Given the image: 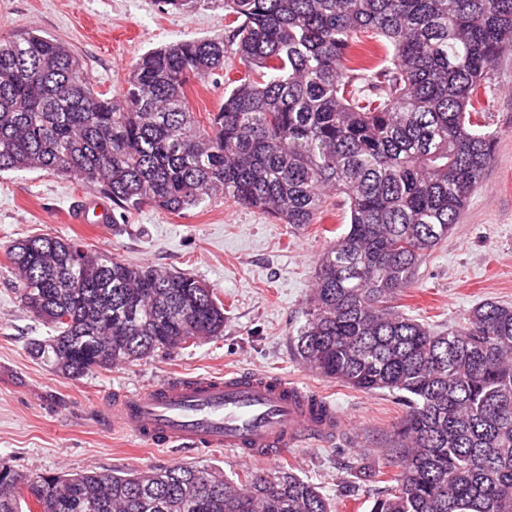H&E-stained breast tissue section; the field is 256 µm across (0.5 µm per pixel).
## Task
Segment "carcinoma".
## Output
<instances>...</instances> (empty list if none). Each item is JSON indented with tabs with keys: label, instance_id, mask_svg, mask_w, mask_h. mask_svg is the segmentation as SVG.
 Instances as JSON below:
<instances>
[{
	"label": "carcinoma",
	"instance_id": "cac0c4a2",
	"mask_svg": "<svg viewBox=\"0 0 512 512\" xmlns=\"http://www.w3.org/2000/svg\"><path fill=\"white\" fill-rule=\"evenodd\" d=\"M229 39L151 49L108 97L64 44L0 38V173L96 186L112 210L182 213L224 199L301 228L336 192L346 232L321 255L301 363L365 392H399L395 485L370 512H512V303L437 331L392 305L448 238L495 159L472 121L512 53V0H223ZM380 38L384 57L354 52ZM234 51L245 75L202 125L186 95ZM21 305L53 335L30 343L79 380L224 333V303L188 272L30 237L7 252ZM0 512H331L282 469L231 479L175 463L134 474L0 468Z\"/></svg>",
	"mask_w": 512,
	"mask_h": 512
}]
</instances>
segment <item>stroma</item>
Here are the masks:
<instances>
[{
	"label": "stroma",
	"mask_w": 512,
	"mask_h": 512,
	"mask_svg": "<svg viewBox=\"0 0 512 512\" xmlns=\"http://www.w3.org/2000/svg\"><path fill=\"white\" fill-rule=\"evenodd\" d=\"M30 29L66 44L96 90L110 92L120 89L131 62L150 49L228 34L218 0L187 13L162 12L157 0H0V36ZM224 70L187 87L198 119L223 103L225 78L244 74L233 56L226 57ZM491 74L494 89L482 97L477 120L498 134L496 161L448 239L421 265L416 286L398 299L407 315L438 330L463 321L483 301L512 302V53ZM93 193L81 181L42 171L0 174V467L135 473L197 463L223 468L232 478L243 475L247 464L222 450L151 448L128 428L101 425L92 409L115 392L173 374L258 370L326 394L357 422L350 437L296 449L273 460V467L317 484L332 512H369L398 472L383 449L405 407L395 394L364 393L308 370L291 342L316 263L346 229L341 197L331 195V213L301 229L220 196L180 214L144 206L116 224L71 223L75 206ZM36 235L75 238L88 250L129 263L194 274L224 304L223 335L199 340L172 358L156 356L79 380L55 374L30 353V340L47 337L49 330L22 308L7 257L13 241ZM362 468L379 471V478L356 481Z\"/></svg>",
	"instance_id": "obj_1"
}]
</instances>
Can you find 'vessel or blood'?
Returning a JSON list of instances; mask_svg holds the SVG:
<instances>
[{
    "label": "vessel or blood",
    "instance_id": "obj_1",
    "mask_svg": "<svg viewBox=\"0 0 512 512\" xmlns=\"http://www.w3.org/2000/svg\"><path fill=\"white\" fill-rule=\"evenodd\" d=\"M111 205L90 199L72 214L76 224L109 223ZM99 420L128 427L156 446L224 448L263 466L309 443L327 444L353 429L324 396L271 374L233 369L221 375L170 377L123 392Z\"/></svg>",
    "mask_w": 512,
    "mask_h": 512
}]
</instances>
